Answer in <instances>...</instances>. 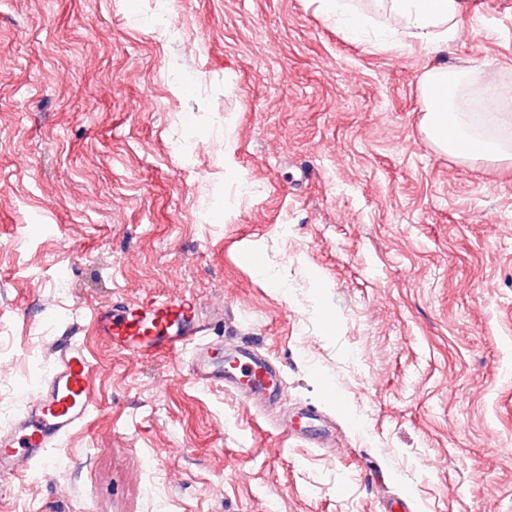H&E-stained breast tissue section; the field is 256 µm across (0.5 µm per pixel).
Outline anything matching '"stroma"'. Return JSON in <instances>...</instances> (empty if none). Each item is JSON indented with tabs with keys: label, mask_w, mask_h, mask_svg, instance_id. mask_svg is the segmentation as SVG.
Masks as SVG:
<instances>
[{
	"label": "stroma",
	"mask_w": 512,
	"mask_h": 512,
	"mask_svg": "<svg viewBox=\"0 0 512 512\" xmlns=\"http://www.w3.org/2000/svg\"><path fill=\"white\" fill-rule=\"evenodd\" d=\"M153 2L0 0V427L70 328L98 368L0 512H512V158L421 129L431 68L512 88V0H464L437 53L317 0ZM182 291L335 447L92 326ZM320 8L336 23L353 35L364 33V15L357 11L353 0H319Z\"/></svg>",
	"instance_id": "obj_1"
}]
</instances>
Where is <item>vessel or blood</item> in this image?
Masks as SVG:
<instances>
[{
    "mask_svg": "<svg viewBox=\"0 0 512 512\" xmlns=\"http://www.w3.org/2000/svg\"><path fill=\"white\" fill-rule=\"evenodd\" d=\"M91 321L112 350L131 358L190 352L189 376L198 385H217L247 402L287 399L278 366L247 346L225 349L214 337L224 321L220 312H201L182 293L139 303L114 302L97 309ZM95 365L76 334H68L36 396L0 430V481L25 477L48 451L87 422L95 397Z\"/></svg>",
    "mask_w": 512,
    "mask_h": 512,
    "instance_id": "vessel-or-blood-1",
    "label": "vessel or blood"
}]
</instances>
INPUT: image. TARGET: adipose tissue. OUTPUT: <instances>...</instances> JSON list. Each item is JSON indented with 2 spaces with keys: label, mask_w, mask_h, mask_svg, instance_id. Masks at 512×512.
<instances>
[{
  "label": "adipose tissue",
  "mask_w": 512,
  "mask_h": 512,
  "mask_svg": "<svg viewBox=\"0 0 512 512\" xmlns=\"http://www.w3.org/2000/svg\"><path fill=\"white\" fill-rule=\"evenodd\" d=\"M379 7L389 18L391 35L414 40L432 51L447 49L460 30L462 0H377ZM480 75L476 70L436 69L426 74L424 88L436 85L446 90L444 98L428 100L422 120L426 138L439 150L461 158H486L497 156L501 143L498 133L512 128V113L501 111L511 91L486 88L479 96L492 117L497 130L481 133L474 128V115L457 109L461 85L476 84Z\"/></svg>",
  "instance_id": "obj_1"
}]
</instances>
